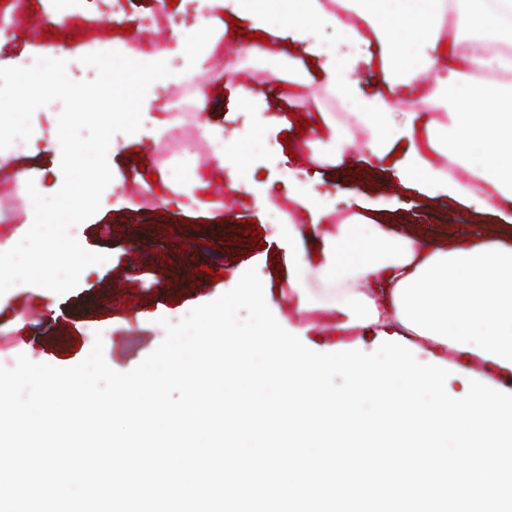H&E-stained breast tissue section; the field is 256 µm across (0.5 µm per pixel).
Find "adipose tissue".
<instances>
[{
	"label": "adipose tissue",
	"instance_id": "obj_1",
	"mask_svg": "<svg viewBox=\"0 0 512 512\" xmlns=\"http://www.w3.org/2000/svg\"><path fill=\"white\" fill-rule=\"evenodd\" d=\"M206 36L185 54L179 69L167 67L163 50L144 51L127 40L128 83L138 88V122L130 134L161 136L175 125L152 109V89L160 82H182L201 72L222 35L226 17H244L263 40H249L240 49L258 59L278 57L282 37L268 9L258 0H207ZM347 9L365 5L373 25L344 22L323 0H289L288 26L298 44L288 58V79L306 82L322 77V87L350 106L368 130L369 161L350 154L347 144L324 157L327 173L288 172L292 209L279 210L274 237L288 247V283L299 292L301 309L326 305L337 314L339 331L364 329L396 334L417 348L435 346L477 358L512 374V235H484L475 215L512 224L504 208L512 201V0H340ZM409 25L414 57L383 45L368 52L389 21ZM335 29L336 44L323 42L322 29ZM378 67L387 94H365L355 74L360 67ZM497 73L494 81L483 80ZM428 85L426 106L395 114L391 98L414 95ZM256 127L269 131L291 128L294 118L269 115L276 89L240 87ZM440 154L465 170L461 181L435 166ZM429 199L450 197L457 203L458 245L424 250L420 237L400 231L401 199L375 202L353 194L327 199L317 191L324 179L364 187L383 172ZM350 208L335 233L321 224L337 205ZM304 212L305 222L295 219ZM316 242L317 262H310L306 242ZM319 286L318 294L305 287ZM375 283L365 292L364 283Z\"/></svg>",
	"mask_w": 512,
	"mask_h": 512
}]
</instances>
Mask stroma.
<instances>
[{"instance_id": "stroma-1", "label": "stroma", "mask_w": 512, "mask_h": 512, "mask_svg": "<svg viewBox=\"0 0 512 512\" xmlns=\"http://www.w3.org/2000/svg\"><path fill=\"white\" fill-rule=\"evenodd\" d=\"M66 14L76 38L66 46L67 74L74 80L92 78L91 68L80 63L81 55L113 49L107 36L115 18H123L131 29L144 27L147 18L162 16L163 31L154 37L162 49H170L169 67L181 65L174 51L180 40L192 39L210 15L205 0H183L168 12L158 13L153 0H76L64 9L59 0H45L42 9L9 17L8 32L0 36V67L15 66L39 53L44 42L33 28L49 18ZM240 69L237 80L224 75V54L216 52L201 75V89L195 101L198 132L190 143L169 149L161 140L142 137L136 146L155 168L164 170L173 188L167 193L148 192L140 181L142 173L128 161V150L110 157L122 181L113 193L103 196L99 211L79 224L76 235L86 250L108 254L106 263L86 268L78 287L62 296L31 285L8 291L0 297V366L11 368L18 355L37 363L68 367L80 362L91 350L90 328L99 324L109 334L103 339L104 356L115 370L126 372L150 354L165 338L161 319L180 320L190 309L208 303L230 290L249 268H256L275 292L277 314L283 321L306 327L302 341L316 352L341 343L335 329L336 314L318 307L308 312L298 308V295L288 288L286 250L271 241L273 215L256 206L246 185L265 180L271 183L272 201L292 209L287 188L282 187L284 164L267 159L266 137L248 128L247 106L237 91L238 81L264 85L280 67L273 60L256 61L245 55L234 60ZM323 90L319 79L309 85L290 86L273 112L295 113L313 120L322 112ZM61 103L37 109L32 116L33 135L27 156L17 168L0 169V205L14 215L11 223H0V249L12 247L29 229V206L16 194L17 169L34 170L41 193L51 194L62 183L58 153L57 118ZM238 129L244 136L237 150L246 161L245 186L235 194H223V209L186 212L180 204L187 196L206 200L211 190L198 186L190 177L199 168L205 138L201 125ZM454 202L434 211L419 204L411 210L405 229L421 233V219L432 216L435 223L428 239L430 247L447 248L452 241L449 222ZM237 221L225 223L226 214ZM220 280H213V272Z\"/></svg>"}]
</instances>
